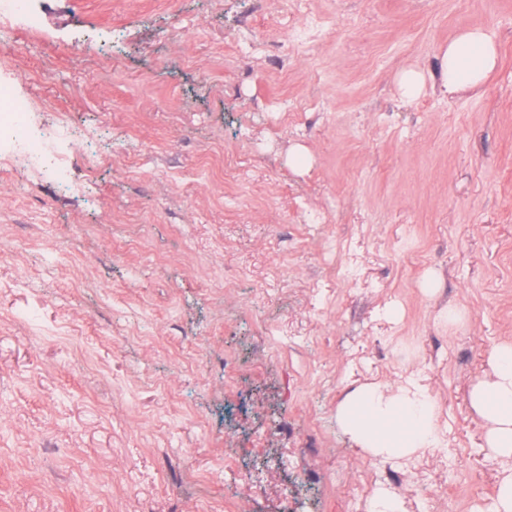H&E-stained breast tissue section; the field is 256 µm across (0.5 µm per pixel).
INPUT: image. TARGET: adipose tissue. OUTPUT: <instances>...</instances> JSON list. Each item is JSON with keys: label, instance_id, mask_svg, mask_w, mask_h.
<instances>
[{"label": "adipose tissue", "instance_id": "1", "mask_svg": "<svg viewBox=\"0 0 512 512\" xmlns=\"http://www.w3.org/2000/svg\"><path fill=\"white\" fill-rule=\"evenodd\" d=\"M440 86L459 94L479 89L498 61L494 38L480 28L457 33L442 49ZM489 371L471 387L470 402L486 428V442L512 459V347H498L488 358ZM436 405L421 386L395 390L363 385L347 394L338 419L359 448L385 458H404L439 442Z\"/></svg>", "mask_w": 512, "mask_h": 512}]
</instances>
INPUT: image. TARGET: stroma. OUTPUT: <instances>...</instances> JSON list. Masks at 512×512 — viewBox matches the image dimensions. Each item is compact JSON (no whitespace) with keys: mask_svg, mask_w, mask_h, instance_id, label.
Segmentation results:
<instances>
[{"mask_svg":"<svg viewBox=\"0 0 512 512\" xmlns=\"http://www.w3.org/2000/svg\"><path fill=\"white\" fill-rule=\"evenodd\" d=\"M32 7L0 69L102 133L0 165V512H369L391 472L405 512H494L468 393L512 345V0ZM471 27L498 65L443 93ZM410 380L440 447L358 448L343 398ZM440 86L449 94L479 89L498 61L494 38L481 28L457 33L442 49ZM399 84L401 96L409 100L414 99L424 88V76L419 71L408 69L402 72Z\"/></svg>","mask_w":512,"mask_h":512,"instance_id":"stroma-1","label":"stroma"}]
</instances>
